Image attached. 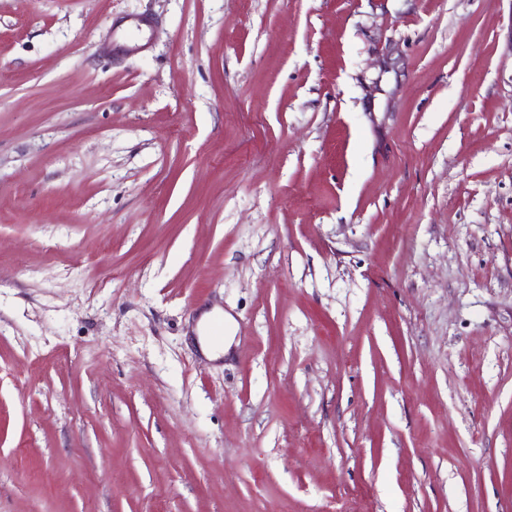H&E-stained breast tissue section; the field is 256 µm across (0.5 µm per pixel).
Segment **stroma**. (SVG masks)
<instances>
[{"mask_svg":"<svg viewBox=\"0 0 512 512\" xmlns=\"http://www.w3.org/2000/svg\"><path fill=\"white\" fill-rule=\"evenodd\" d=\"M0 512H512V0H0Z\"/></svg>","mask_w":512,"mask_h":512,"instance_id":"obj_1","label":"stroma"}]
</instances>
